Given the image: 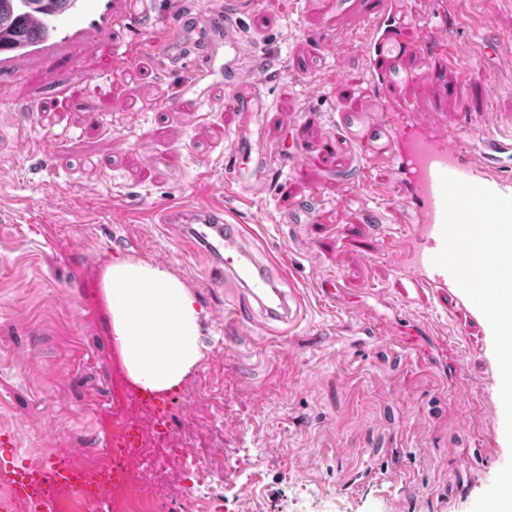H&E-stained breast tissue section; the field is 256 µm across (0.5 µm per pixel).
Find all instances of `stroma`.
<instances>
[{
  "label": "stroma",
  "instance_id": "stroma-1",
  "mask_svg": "<svg viewBox=\"0 0 512 512\" xmlns=\"http://www.w3.org/2000/svg\"><path fill=\"white\" fill-rule=\"evenodd\" d=\"M217 0H157L151 23L118 20L111 43L85 54L79 75L120 45L112 110L56 105L66 75L40 82L0 75V104L35 112L27 134L0 122V424L20 447L98 457L97 442L125 413L130 384L111 342L100 276L116 257L170 270L202 311V358L172 393L168 426L190 461L209 469L219 512H471L512 452L500 444L491 341L463 307L413 287L372 236L384 211L361 180L368 135L382 110H345L344 72L362 69V0H257L241 16L248 65H264L267 109L251 122L224 97L196 89L177 111L162 92L190 81L151 44ZM446 33L455 66L435 72L426 50L407 62L417 110L446 111L463 135L499 137L512 119V0H400ZM137 58L128 67L127 57ZM262 127L268 145L308 151L338 143L331 160L273 170L249 197L231 182V142ZM58 146L44 152L47 139ZM217 203L250 227L249 248L285 253L303 298L297 320L274 322L224 346L233 284L214 288L205 258L163 206ZM325 204L335 221L304 227ZM337 275L336 299L320 279Z\"/></svg>",
  "mask_w": 512,
  "mask_h": 512
}]
</instances>
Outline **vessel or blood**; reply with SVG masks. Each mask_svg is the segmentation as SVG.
Listing matches in <instances>:
<instances>
[{"instance_id": "obj_1", "label": "vessel or blood", "mask_w": 512, "mask_h": 512, "mask_svg": "<svg viewBox=\"0 0 512 512\" xmlns=\"http://www.w3.org/2000/svg\"><path fill=\"white\" fill-rule=\"evenodd\" d=\"M365 56L363 75L345 76L350 106L361 97H379L384 104L382 132L371 136V152L391 167L396 183L369 178L376 200L388 210L405 208L407 219L401 224H378L374 235L381 251L389 256L395 269L409 277L414 287L427 288L459 302L465 293L452 275L434 265L433 258L443 246L444 203L442 176L485 187L501 196H512V178L502 174L476 146L460 139L456 127L446 116L429 114L407 122L408 107L402 91L413 79L406 59L426 45L424 29L406 15L398 13L394 0H365ZM155 0H27L16 5L0 0V10L20 12L32 36L24 42L0 46V71L20 69L33 61L42 68L66 70L80 63L85 49L111 38L112 19L123 15L132 19L151 16ZM244 0H222L211 9L195 41L182 44L167 41L161 47L164 58L190 65L196 80L210 79L211 89L224 95L227 109L244 117L264 111L257 81L251 80L244 65L247 46L239 24ZM112 60L104 58L97 76L72 77L59 85L55 97L72 102L88 99L111 103ZM335 144L322 145L317 153H308L302 143L280 154L281 167L303 168L334 157ZM232 159H245L247 170H234L238 187L259 193L271 168L270 148L261 130L236 135L232 141ZM163 223L186 225L189 234L210 255L213 267L211 283L222 287L234 279L249 300L227 312L229 328L248 334L254 328L253 309L266 319L290 320L297 307L295 294H284L268 274L267 264L255 261L243 245L240 225L224 217L223 208L195 205L167 208ZM0 480L8 486L0 496V512H57L58 494L71 491L93 502L94 512H110L108 501L94 491L85 468L67 453H47L32 458L19 449L15 430L0 426Z\"/></svg>"}]
</instances>
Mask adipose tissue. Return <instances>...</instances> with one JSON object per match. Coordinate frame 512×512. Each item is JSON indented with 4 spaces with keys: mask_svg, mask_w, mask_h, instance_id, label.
Instances as JSON below:
<instances>
[{
    "mask_svg": "<svg viewBox=\"0 0 512 512\" xmlns=\"http://www.w3.org/2000/svg\"><path fill=\"white\" fill-rule=\"evenodd\" d=\"M112 340L131 384L144 392L176 389L200 358L201 313L166 269L117 257L101 273Z\"/></svg>",
    "mask_w": 512,
    "mask_h": 512,
    "instance_id": "obj_1",
    "label": "adipose tissue"
}]
</instances>
